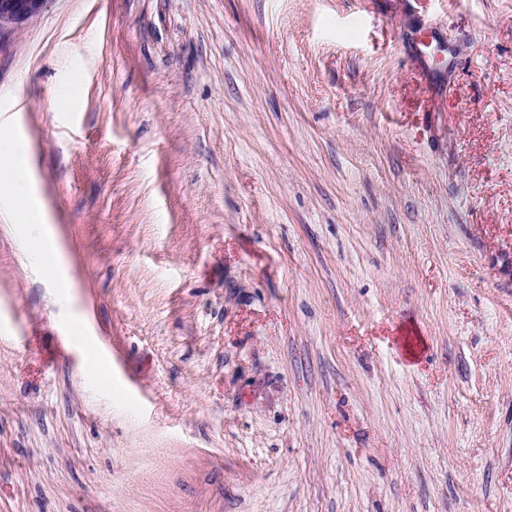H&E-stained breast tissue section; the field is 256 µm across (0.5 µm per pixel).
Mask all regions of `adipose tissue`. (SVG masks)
I'll use <instances>...</instances> for the list:
<instances>
[{
    "instance_id": "adipose-tissue-1",
    "label": "adipose tissue",
    "mask_w": 512,
    "mask_h": 512,
    "mask_svg": "<svg viewBox=\"0 0 512 512\" xmlns=\"http://www.w3.org/2000/svg\"><path fill=\"white\" fill-rule=\"evenodd\" d=\"M33 159L5 130L0 129V216L8 219L16 230L30 235V253L47 278H54L55 266L50 260L51 242L44 230L42 205L35 200L30 174Z\"/></svg>"
}]
</instances>
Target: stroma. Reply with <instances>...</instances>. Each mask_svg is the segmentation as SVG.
<instances>
[{"label":"stroma","instance_id":"obj_1","mask_svg":"<svg viewBox=\"0 0 512 512\" xmlns=\"http://www.w3.org/2000/svg\"><path fill=\"white\" fill-rule=\"evenodd\" d=\"M4 124L0 512H512V0H49ZM0 215L8 219L23 235L38 230L30 240L32 259L51 281L55 279L54 259L56 249L50 251L52 237L45 232V215L42 205L34 199L30 174L32 156L4 129H0ZM2 159L6 160L2 166Z\"/></svg>","mask_w":512,"mask_h":512}]
</instances>
